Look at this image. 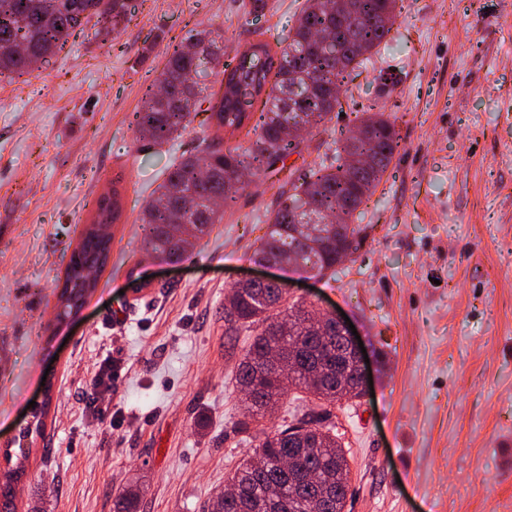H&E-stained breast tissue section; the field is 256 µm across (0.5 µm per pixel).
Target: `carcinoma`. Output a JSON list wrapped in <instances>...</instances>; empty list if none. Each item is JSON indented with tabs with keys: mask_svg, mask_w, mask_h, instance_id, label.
<instances>
[{
	"mask_svg": "<svg viewBox=\"0 0 512 512\" xmlns=\"http://www.w3.org/2000/svg\"><path fill=\"white\" fill-rule=\"evenodd\" d=\"M42 0H0V76L27 73L33 60L44 59L63 47L72 33L93 13L84 3L99 0H52L42 12ZM112 11V30L119 34L130 21L129 0H105ZM308 0L289 29L288 42L257 39L224 60L223 36L213 31L188 32L174 45L163 69L160 86L146 87L135 112V131L154 145L185 131L191 117L208 104V120L218 132L245 131L249 145L222 149L208 145L202 159L188 157L168 173L159 186L158 203L148 204L141 223L148 225L144 249L167 261L181 259L194 243L223 220L224 208L243 189L244 172L271 178L277 164L300 149L289 125L322 124L339 104V90L350 71L359 67L389 34L396 0ZM245 17L270 10L269 0H244ZM331 38L337 52L320 37ZM210 65L219 90L203 97L196 81ZM371 129L359 144L344 139L333 161L321 162L308 177L291 185L268 217L267 232L255 251L259 261L283 255V247L304 252L293 268L317 276L336 275L341 250L348 239L360 246L362 228L354 223L357 210L386 172L398 141L393 124L378 112L364 111L358 127ZM358 151L372 159L368 168L352 165ZM121 215L118 191L98 202L86 235L75 250L60 294L65 312L78 307L92 286L94 274L106 262L111 239L98 225L114 224ZM313 305L288 301L287 293L272 284L233 290V311H224L228 355L237 358L236 382L245 397L247 414L239 432L255 442V456L230 478L215 496L211 512H256L259 502L273 497L269 512H344L350 465L339 437L320 425L322 407L360 398L355 368H326L343 356L344 344L336 328L325 335L311 333L304 316ZM253 333L250 344L236 355L237 336ZM282 350L288 382L264 370L270 351ZM306 393L293 420L276 431L261 427L267 407L276 406L289 386ZM7 466L0 474V512H16L14 484L25 475L20 462L4 452ZM140 490L126 488L113 498V512H137Z\"/></svg>",
	"mask_w": 512,
	"mask_h": 512,
	"instance_id": "1",
	"label": "carcinoma"
}]
</instances>
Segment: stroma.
Masks as SVG:
<instances>
[{"instance_id": "1", "label": "stroma", "mask_w": 512, "mask_h": 512, "mask_svg": "<svg viewBox=\"0 0 512 512\" xmlns=\"http://www.w3.org/2000/svg\"><path fill=\"white\" fill-rule=\"evenodd\" d=\"M246 24L240 0H131L114 39L94 24L20 77L0 76V447L49 404L29 447L18 512H203L253 448L225 350L234 284L265 276L292 299L347 315L373 386L331 406L350 464L345 512H512V0H398L390 33L355 69L327 121L273 180L252 177L175 263L142 248L139 217L173 163L214 136L197 114L174 141L132 124L189 30L224 34V56L261 28L276 41L306 0H272ZM398 148L335 278L255 264L280 187L330 159L367 107ZM119 190L111 253L77 316L58 320L71 255ZM121 376L111 423L83 396L104 358Z\"/></svg>"}]
</instances>
